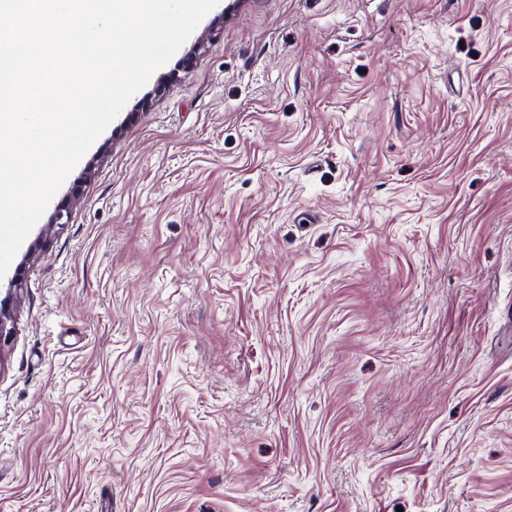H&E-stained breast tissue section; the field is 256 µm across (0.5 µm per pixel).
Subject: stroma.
<instances>
[{
  "mask_svg": "<svg viewBox=\"0 0 512 512\" xmlns=\"http://www.w3.org/2000/svg\"><path fill=\"white\" fill-rule=\"evenodd\" d=\"M20 251L0 512H512V0H220Z\"/></svg>",
  "mask_w": 512,
  "mask_h": 512,
  "instance_id": "35a3bbf8",
  "label": "stroma"
}]
</instances>
